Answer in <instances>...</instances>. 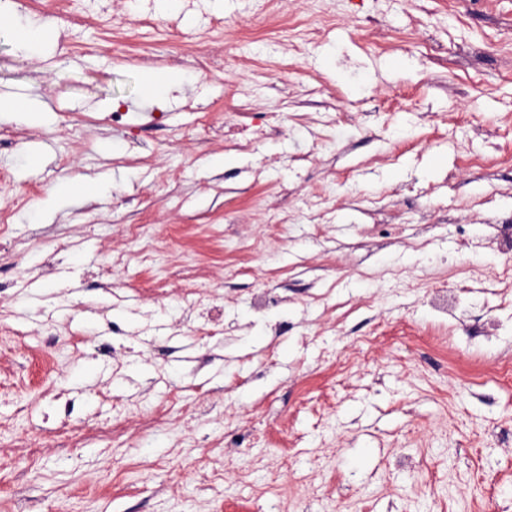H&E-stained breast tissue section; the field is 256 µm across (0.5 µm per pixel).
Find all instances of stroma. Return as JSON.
<instances>
[{"instance_id":"35a3bbf8","label":"stroma","mask_w":512,"mask_h":512,"mask_svg":"<svg viewBox=\"0 0 512 512\" xmlns=\"http://www.w3.org/2000/svg\"><path fill=\"white\" fill-rule=\"evenodd\" d=\"M256 4L77 0L109 23L36 58L0 35V98L43 107L0 114L14 139L0 146V512H200L197 458L224 471L209 512H270L237 467L289 443L284 472L313 455L327 475L291 487L283 512H478L488 496L512 512V288L496 248L512 225V0L462 15L450 0H324L338 25L301 53L252 28ZM212 46L224 66L206 71ZM142 54L191 93L131 111ZM247 112L266 127L246 150L224 126ZM53 192L64 207L34 222ZM131 224L158 237V265ZM116 254L110 295L97 273ZM461 261L479 276L453 317L403 283ZM282 285L283 302L252 309ZM197 286L224 300L219 332L182 319ZM375 322L366 360L352 342ZM49 327L61 346L44 376ZM156 409L167 423L141 434ZM229 413L266 440L219 453Z\"/></svg>"}]
</instances>
